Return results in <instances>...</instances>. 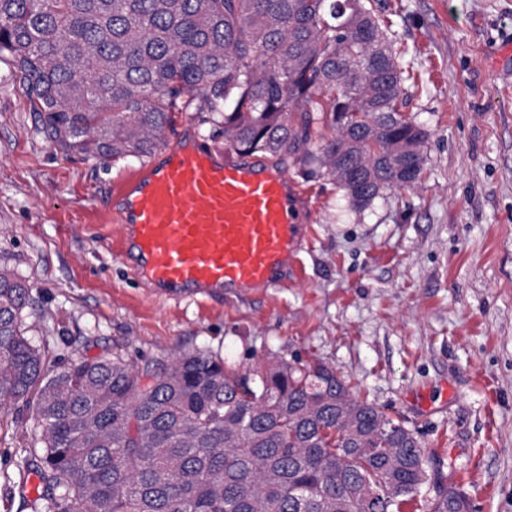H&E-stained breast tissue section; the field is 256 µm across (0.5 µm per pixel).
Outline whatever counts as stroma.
<instances>
[{
  "instance_id": "1",
  "label": "stroma",
  "mask_w": 512,
  "mask_h": 512,
  "mask_svg": "<svg viewBox=\"0 0 512 512\" xmlns=\"http://www.w3.org/2000/svg\"><path fill=\"white\" fill-rule=\"evenodd\" d=\"M393 23L406 116L429 131L418 186L362 214L328 179L283 169L308 196L300 274L241 296L168 300L113 251L112 195L145 164L101 162L49 140L0 61V267L28 282L25 322L57 356L221 350L322 361L352 392L415 430L474 512H512V0H374ZM32 422L0 414V512H33L17 465Z\"/></svg>"
}]
</instances>
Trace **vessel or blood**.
I'll list each match as a JSON object with an SVG mask.
<instances>
[{"label": "vessel or blood", "instance_id": "1", "mask_svg": "<svg viewBox=\"0 0 512 512\" xmlns=\"http://www.w3.org/2000/svg\"><path fill=\"white\" fill-rule=\"evenodd\" d=\"M114 199L117 256L167 299L283 284L312 221L284 171L201 140L161 151Z\"/></svg>", "mask_w": 512, "mask_h": 512}]
</instances>
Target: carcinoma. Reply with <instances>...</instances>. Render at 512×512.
<instances>
[{
  "instance_id": "obj_1",
  "label": "carcinoma",
  "mask_w": 512,
  "mask_h": 512,
  "mask_svg": "<svg viewBox=\"0 0 512 512\" xmlns=\"http://www.w3.org/2000/svg\"><path fill=\"white\" fill-rule=\"evenodd\" d=\"M3 55L43 132L85 157H144L193 105L230 151L291 158L359 212L426 165L372 0H0ZM30 301L1 268L0 410L33 419L19 492L37 479L38 512H472L416 433L322 362L61 364L28 335Z\"/></svg>"
}]
</instances>
